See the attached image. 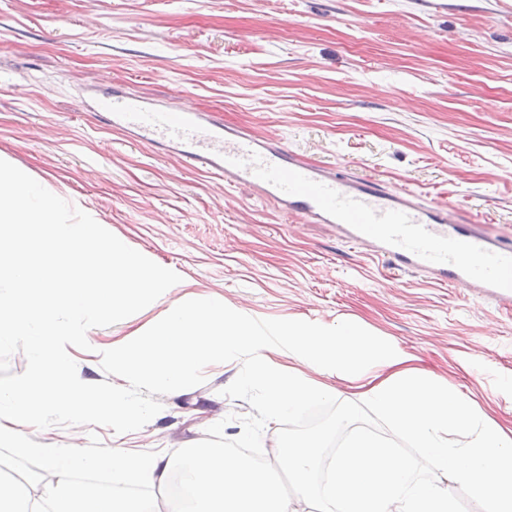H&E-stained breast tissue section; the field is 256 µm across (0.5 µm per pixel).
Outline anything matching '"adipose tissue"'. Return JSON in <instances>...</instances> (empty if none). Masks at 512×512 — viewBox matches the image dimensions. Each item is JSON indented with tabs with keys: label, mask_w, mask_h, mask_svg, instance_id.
<instances>
[{
	"label": "adipose tissue",
	"mask_w": 512,
	"mask_h": 512,
	"mask_svg": "<svg viewBox=\"0 0 512 512\" xmlns=\"http://www.w3.org/2000/svg\"><path fill=\"white\" fill-rule=\"evenodd\" d=\"M66 192L28 172L0 166V347L21 339L32 371L0 383V447L18 458L40 459L53 484L39 478H0V512H158L155 503L94 493L75 501L67 492L75 473L108 471L114 482L167 489L175 471L186 475L175 512H310L313 502L337 512H455L451 489L468 488L476 512H512V429L500 427L457 386L414 366L396 343L337 317L323 327L298 318L264 328L222 297H167L180 281L148 268L125 239L101 240L87 219L66 222ZM166 302L150 332L135 331L108 352L115 381L100 393L79 377L68 347L102 321H129L143 303ZM288 353L293 366L278 356ZM245 361L248 382L263 391L268 416L294 417L336 398V381L386 418L419 448L403 455L385 441L357 432L337 452L325 483L315 480L318 439L277 444L278 466L299 491L284 496L248 456L186 443L178 458H142L112 448L94 452L36 441L56 416L73 422L90 413L126 427L140 409L126 398L129 384L181 392L204 367ZM446 475L448 486L424 479L420 463Z\"/></svg>",
	"instance_id": "ef3b65f1"
}]
</instances>
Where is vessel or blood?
Segmentation results:
<instances>
[{
    "mask_svg": "<svg viewBox=\"0 0 512 512\" xmlns=\"http://www.w3.org/2000/svg\"><path fill=\"white\" fill-rule=\"evenodd\" d=\"M94 111L113 129L201 164L225 185L248 186L284 213L332 225L347 241L374 246L398 269L477 288L512 306V248L477 226L451 220L444 200L341 179L333 170L294 162L278 143L228 129L211 114L171 111L118 89L96 101Z\"/></svg>",
    "mask_w": 512,
    "mask_h": 512,
    "instance_id": "vessel-or-blood-1",
    "label": "vessel or blood"
}]
</instances>
